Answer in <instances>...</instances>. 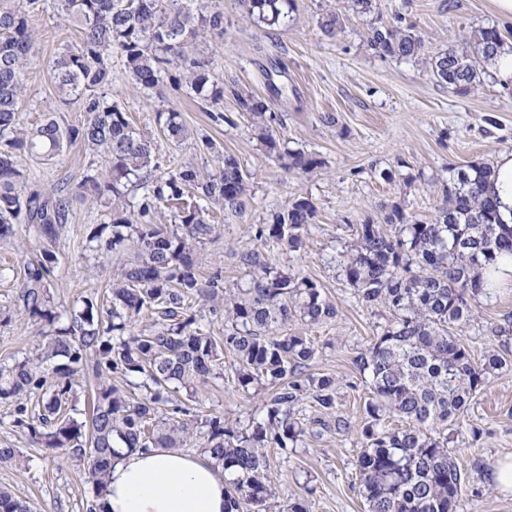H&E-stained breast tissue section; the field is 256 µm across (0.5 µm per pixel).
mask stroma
<instances>
[{
	"instance_id": "1",
	"label": "stroma",
	"mask_w": 512,
	"mask_h": 512,
	"mask_svg": "<svg viewBox=\"0 0 512 512\" xmlns=\"http://www.w3.org/2000/svg\"><path fill=\"white\" fill-rule=\"evenodd\" d=\"M338 0H295L287 26L271 30L251 22L242 0H224V34L200 45L217 74L240 90L265 98L275 115L272 126L281 144L315 154L319 167L288 170L254 135L248 115L232 96L213 107L166 82L149 92L126 78L120 58L112 60L111 98L132 125L154 138L163 169L189 165L216 173L224 155H234L247 175L249 192L239 210L213 208L215 231L197 248L201 279L221 275L225 288L250 284L239 261L245 249L258 250L270 265L289 266L316 282L335 308L334 318L307 328L315 348L304 374L336 381L334 414L322 415L311 399L301 400L298 418L314 428L297 447L267 451L268 475L275 491L268 512H284L292 499H303L308 512H364L358 494L361 428L370 396L368 379L354 361L388 323L377 304L358 300L342 279L335 258L353 240L365 219L381 220L400 207L407 215L430 220L443 204V189L454 170L473 163L494 165L512 152V85L482 76L475 90L461 95L438 82L425 63L448 48L468 49L479 28L494 26L512 41V21L498 14L494 0H380L378 15L352 16L336 37H325L319 20ZM403 17L414 24L424 45L416 60L376 53L367 45L376 21ZM37 56L26 72L20 111L26 125L44 118L78 126L85 115L78 105L63 104L53 82V59L75 46L79 33L52 11L32 19ZM180 112L187 128L181 140L166 138L157 111ZM28 191L48 192L67 184L72 196L68 224L56 239L39 238L28 224L0 240V268L14 275L0 279V364L24 360L39 344L43 324L17 305L16 284L23 263L41 254L51 257L45 281L59 326L87 301L105 302L109 286L132 251L90 250L87 238L113 203L82 198L87 176L101 173L104 157L82 142L65 144L46 159L28 151L15 157ZM297 197L311 199L316 216L299 251L257 239L258 227ZM471 320L450 332L476 362L493 352L507 360L468 404L448 445L468 482L457 512H512V492L494 481L500 463L512 458V288L473 301ZM232 352L221 359L219 377L180 391L176 405L190 420L246 421L271 395L268 385L243 389ZM14 407L0 400V448L14 451L0 461V487L27 501L32 512H88L95 489L85 458L45 447L14 427Z\"/></svg>"
}]
</instances>
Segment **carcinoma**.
<instances>
[{"label":"carcinoma","mask_w":512,"mask_h":512,"mask_svg":"<svg viewBox=\"0 0 512 512\" xmlns=\"http://www.w3.org/2000/svg\"><path fill=\"white\" fill-rule=\"evenodd\" d=\"M248 17L274 28L286 22L294 0H243ZM45 0H0V238L14 233L20 217L39 236L52 239L71 214L66 186L28 193L14 162L20 149L58 155L77 140L102 149L105 175L85 180L94 198L121 199L135 182L145 190L138 210L110 211L112 239L105 249L134 251L111 284L104 308L91 303L65 328L41 332L34 353L13 366H0V399L16 403L14 426L52 449H74L87 459L88 478L96 495L106 487L116 449L185 448L188 425L160 416L181 388L217 374L221 348L187 314L188 300L199 297L214 315L224 316V349L238 360L243 387L276 385L246 425L205 421L202 450L224 468L233 490L228 503L235 512H267L270 489L266 448L296 445L306 433L294 405L313 400L325 415L336 409V383L310 375L285 381L301 372L314 356L310 337L288 331V323L316 325L335 317L318 285L291 269L269 265L255 250L241 253L251 273L250 286L227 294L221 276L200 279L196 246L214 231L209 205L237 208L248 192L247 178L233 155L222 158L218 173L204 179L192 167H177L158 176L157 145L129 121L125 110L107 99L112 85V53L120 54L126 73L140 89L150 90L169 79L183 83L211 105L229 92L248 113L258 140L273 154L287 156L289 168L308 173L321 165L313 154L281 148L266 117L269 106L256 94L224 88L210 59L189 52L199 33H224L223 0H55L63 20L79 29V44L51 64L63 100H79L86 117L78 127H61L47 118L33 130L19 112L25 69L35 57L32 15ZM474 52L448 49L427 61L433 76L459 94L471 91L485 65L503 43L497 28L482 27L473 36ZM369 46L376 52L408 60L419 56L422 40L414 25L371 27ZM168 137L181 139L180 113L168 110ZM491 173L471 164L449 180L444 206L429 222L393 206L382 221L356 225L354 241L339 261L344 282L365 302L382 305L388 324L356 358L368 375L371 397L361 430L362 452L355 466L365 512H456L466 477L448 451V427L459 421L467 404L488 384V375L506 362L491 354L476 362L448 328L470 319V300L484 294L483 271L504 254L512 256V227L501 221L493 198L485 193ZM181 206L180 229L156 223L162 206ZM316 206L293 199L259 236L296 252ZM49 258L27 263L20 285L23 310L48 322L54 316L45 289ZM158 319L133 332L143 315ZM65 363L52 368L55 358ZM92 371L101 379L92 415L78 421L66 412L74 384ZM143 376V393L112 383V377ZM45 397L42 411L28 406L32 394ZM395 418L401 425H383ZM0 512H30L25 501L0 490Z\"/></svg>","instance_id":"cac0c4a2"}]
</instances>
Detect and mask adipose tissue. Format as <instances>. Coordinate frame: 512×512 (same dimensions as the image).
<instances>
[{
  "label": "adipose tissue",
  "instance_id": "1",
  "mask_svg": "<svg viewBox=\"0 0 512 512\" xmlns=\"http://www.w3.org/2000/svg\"><path fill=\"white\" fill-rule=\"evenodd\" d=\"M488 191L502 222L512 225V153L498 157ZM226 499L224 473L209 456L139 449L113 464L97 512H225Z\"/></svg>",
  "mask_w": 512,
  "mask_h": 512
}]
</instances>
